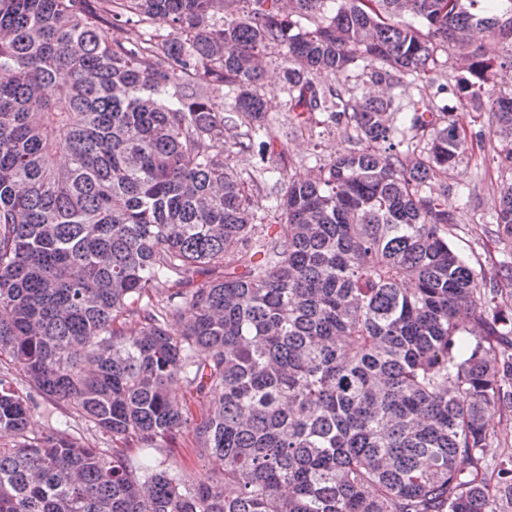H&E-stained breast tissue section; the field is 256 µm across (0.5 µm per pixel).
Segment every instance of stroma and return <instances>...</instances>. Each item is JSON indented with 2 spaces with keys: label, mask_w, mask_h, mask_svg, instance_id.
Returning a JSON list of instances; mask_svg holds the SVG:
<instances>
[{
  "label": "stroma",
  "mask_w": 512,
  "mask_h": 512,
  "mask_svg": "<svg viewBox=\"0 0 512 512\" xmlns=\"http://www.w3.org/2000/svg\"><path fill=\"white\" fill-rule=\"evenodd\" d=\"M448 104L469 146L463 162L448 173V207L458 220L450 243L476 270L490 275L502 263L512 261V250L498 242L496 227L490 222L499 187L506 179L495 159L498 138L490 129L487 113L453 98ZM284 142L288 165L297 169L310 166L316 158L329 161L354 146L349 130L324 124L309 132L289 130Z\"/></svg>",
  "instance_id": "obj_1"
}]
</instances>
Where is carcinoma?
Segmentation results:
<instances>
[{"instance_id":"obj_1","label":"carcinoma","mask_w":512,"mask_h":512,"mask_svg":"<svg viewBox=\"0 0 512 512\" xmlns=\"http://www.w3.org/2000/svg\"><path fill=\"white\" fill-rule=\"evenodd\" d=\"M272 55L289 123L353 149L288 173ZM506 72L512 0H0V512H512V272L430 189L467 152L441 93L512 174ZM188 435L221 471L173 465ZM489 430L494 438L489 448H486V460L489 464L488 477L493 468L512 456V413H502L497 409L487 415Z\"/></svg>"}]
</instances>
